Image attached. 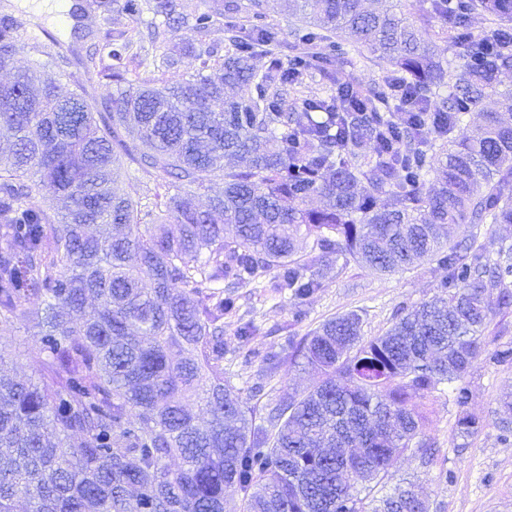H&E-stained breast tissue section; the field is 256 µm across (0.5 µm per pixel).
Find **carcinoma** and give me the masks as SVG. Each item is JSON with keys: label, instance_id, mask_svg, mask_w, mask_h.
Segmentation results:
<instances>
[{"label": "carcinoma", "instance_id": "cac0c4a2", "mask_svg": "<svg viewBox=\"0 0 512 512\" xmlns=\"http://www.w3.org/2000/svg\"><path fill=\"white\" fill-rule=\"evenodd\" d=\"M285 2L303 22L305 55L278 52L262 0L244 17L239 0H224L227 53L191 46L201 66L176 80L133 86L119 33L81 72L53 39L0 81V140L10 145L0 331L32 318L50 349L39 381L0 374V512H429L412 483L382 496L378 486L421 433L426 411L411 400L454 383L465 406L459 382L485 352L489 315L512 306V248L493 260L484 245L461 250L446 235L449 224H512V91L497 90L512 70V0H428L442 39L465 46L451 72L403 13L363 0ZM120 8L191 20L199 33L214 25V13L179 0ZM475 14L496 27L472 35ZM25 38L0 16V68ZM340 38L390 66L382 85L348 79L290 111L305 75L354 65ZM92 71L116 87L105 114L85 97ZM493 93L499 110L449 142ZM126 161L170 177L164 194L117 192ZM216 180L224 189L195 207L188 189ZM313 197L317 209L306 207ZM343 253L380 273L428 258L445 271L439 294L399 306L369 340L356 312L288 339L316 382L269 407L268 426H252L255 409L224 384L223 319L235 297L219 284L275 270V287L303 297L318 287L309 271ZM489 281L502 285L495 297ZM41 297L45 306L31 305ZM487 356L512 361V345ZM228 487L240 505L227 502Z\"/></svg>", "mask_w": 512, "mask_h": 512}]
</instances>
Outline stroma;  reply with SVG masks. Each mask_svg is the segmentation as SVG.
Returning a JSON list of instances; mask_svg holds the SVG:
<instances>
[{"mask_svg":"<svg viewBox=\"0 0 512 512\" xmlns=\"http://www.w3.org/2000/svg\"><path fill=\"white\" fill-rule=\"evenodd\" d=\"M73 2V17L67 20L35 14L22 7L21 0H0V15L14 17L29 34L17 44L8 68H0V80L29 65L35 56L31 39L42 32L71 50L74 60L93 52L90 32L103 22L98 16H85L89 0ZM196 39L185 26L160 28L156 50L172 52L179 60L177 68H134L129 80H171L193 73L199 62L188 45ZM314 274L320 286L302 298L276 290L271 271L235 289L236 308L224 316V379L247 405L276 404L314 384L313 373L298 366L286 365L276 377L267 376L263 356L271 351L287 355L289 337L306 335L325 320L352 311L362 318L365 338L382 335L392 325L398 305L415 306L434 298L444 272L424 259L411 269L380 274L340 256L316 267ZM46 357L43 338L28 319L14 320L0 333V369L35 379ZM462 383L469 389L465 406L456 405L447 384L426 402L428 419L420 437L433 444V463L422 464L410 452L394 457L388 483L413 480L430 512H512V439L503 440L499 430L502 419H512V410L503 406L504 400H512V363L495 364L479 356ZM464 412L481 424L474 436L457 432L456 421Z\"/></svg>","mask_w":512,"mask_h":512,"instance_id":"1","label":"stroma"}]
</instances>
